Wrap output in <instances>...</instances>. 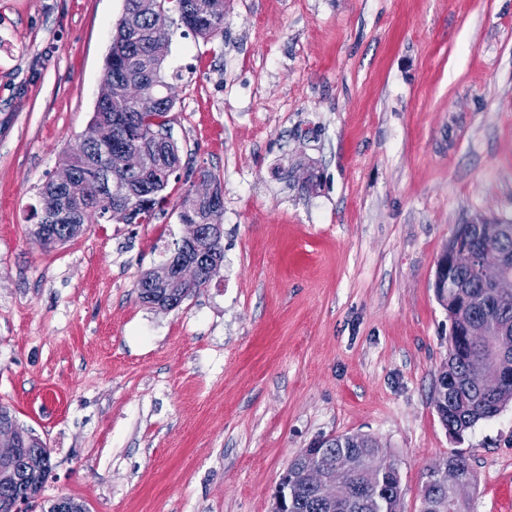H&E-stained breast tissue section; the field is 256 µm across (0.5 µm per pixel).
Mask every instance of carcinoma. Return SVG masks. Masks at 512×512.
<instances>
[{
    "label": "carcinoma",
    "instance_id": "obj_1",
    "mask_svg": "<svg viewBox=\"0 0 512 512\" xmlns=\"http://www.w3.org/2000/svg\"><path fill=\"white\" fill-rule=\"evenodd\" d=\"M176 11L179 20L192 33L212 39L224 34V6L218 0H125V13L132 16L137 25V39L130 41L124 23H119L113 36L111 48L119 52L120 66L107 61L104 83L107 98H112V82L116 78L133 80L144 88L143 100L119 114L112 105L104 104L94 112V121L110 135H116L118 121L130 130L126 138L128 149L140 157L137 168L118 173L111 181L136 192L145 188L153 196L154 206L138 212L139 223L150 224L156 212L166 203L167 189L179 167L177 144L172 141L159 142L155 133L169 127L174 101L165 98L168 85L165 74L167 57L169 12ZM65 165L79 173L77 184L67 192L69 219L56 224L50 231L35 225L31 231L33 240L43 248H51L78 236L84 225L110 223L118 218L123 221L122 203L99 182V174L107 167L101 149L90 150L82 158L68 157ZM184 211L191 212L202 224H221L223 207L207 202L195 203L190 196L182 202ZM502 251L512 252V224H504L498 236L487 238ZM194 256L200 259L201 271L193 281L177 283L165 274L164 268L143 273L135 285L138 298L146 303L165 309H174L193 292L205 286L220 269L224 261V247L219 239L207 236L195 242ZM467 285L466 291L481 298V303L463 309L454 324L459 326L466 320H490L495 327L512 328V299H500L490 293L477 273L476 256L461 254L452 283ZM489 356V339L485 336H448V370L441 371L437 382L451 378L448 395L434 397V406L442 425L463 433L479 421L490 419L512 402V382L495 393L481 392L469 382L472 362ZM377 440L364 433L325 445L320 450L322 464L326 467L336 462L345 452L356 454L362 460L359 472L349 484L336 493L335 512H402L400 476L398 469L387 462L382 449L375 447ZM28 453H20L0 469V512H7L9 504L20 495L36 497L51 472L50 450L38 437H26ZM461 476L476 483V475L467 456L461 452L448 455ZM291 512H329L323 499L315 491L295 481L289 489ZM421 496L437 512H471L470 502L452 497L448 488L442 486L434 475L426 476Z\"/></svg>",
    "mask_w": 512,
    "mask_h": 512
}]
</instances>
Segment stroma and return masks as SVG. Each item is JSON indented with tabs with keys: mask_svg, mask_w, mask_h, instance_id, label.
<instances>
[{
	"mask_svg": "<svg viewBox=\"0 0 512 512\" xmlns=\"http://www.w3.org/2000/svg\"><path fill=\"white\" fill-rule=\"evenodd\" d=\"M125 0H0V406L51 450L35 512H272L302 448L365 433L418 512L469 458L473 512H512V404L450 441L435 264L512 220V0H226L168 30L179 181L151 224L44 250L39 192L93 121ZM224 262L177 308L135 285L190 228L201 170Z\"/></svg>",
	"mask_w": 512,
	"mask_h": 512,
	"instance_id": "obj_1",
	"label": "stroma"
}]
</instances>
